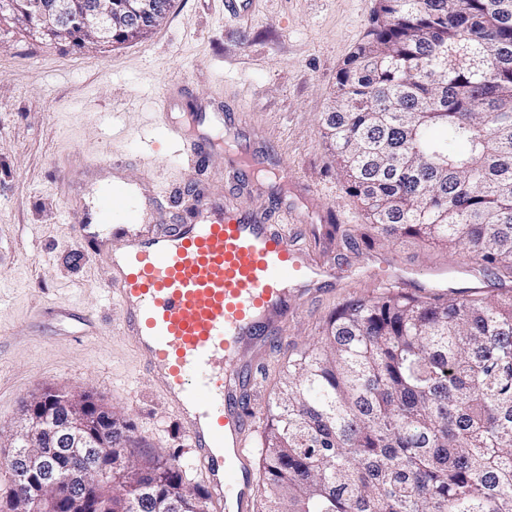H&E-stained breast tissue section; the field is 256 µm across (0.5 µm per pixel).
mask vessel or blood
I'll list each match as a JSON object with an SVG mask.
<instances>
[{"label":"vessel or blood","mask_w":512,"mask_h":512,"mask_svg":"<svg viewBox=\"0 0 512 512\" xmlns=\"http://www.w3.org/2000/svg\"><path fill=\"white\" fill-rule=\"evenodd\" d=\"M178 146L209 152L213 139L197 116L166 124ZM264 155L240 154L238 177L251 183ZM113 158L96 174L105 189L88 224V245L107 270L106 288L122 312L153 385L176 415L214 512H246L253 488L246 438L253 418L244 404L249 378L240 354L279 331L299 295L289 286L332 279L330 268L292 245L291 209H242L222 186L194 190L192 218L159 228L162 192L154 179L130 178Z\"/></svg>","instance_id":"obj_1"}]
</instances>
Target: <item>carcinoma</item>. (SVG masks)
Instances as JSON below:
<instances>
[{
  "label": "carcinoma",
  "instance_id": "cac0c4a2",
  "mask_svg": "<svg viewBox=\"0 0 512 512\" xmlns=\"http://www.w3.org/2000/svg\"><path fill=\"white\" fill-rule=\"evenodd\" d=\"M158 2L112 43L160 26ZM322 127L377 232L512 276V0H379ZM104 429L98 512H211L179 455L139 459L116 411ZM257 451V512H512V296L343 305L288 357Z\"/></svg>",
  "mask_w": 512,
  "mask_h": 512
}]
</instances>
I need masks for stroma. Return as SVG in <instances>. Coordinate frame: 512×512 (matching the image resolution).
Wrapping results in <instances>:
<instances>
[{
    "mask_svg": "<svg viewBox=\"0 0 512 512\" xmlns=\"http://www.w3.org/2000/svg\"><path fill=\"white\" fill-rule=\"evenodd\" d=\"M378 0H250L248 18L224 14V0H173L167 20L145 38L76 49L36 41L0 22V429L16 427L23 403L45 388H83L115 408L144 452L186 453L175 413L140 364L121 313L78 227L97 200L79 174L118 155L129 174L154 175L173 201L164 221L187 217L202 182L222 179L239 207L256 200L226 161L236 147L267 138L272 162L258 179L297 210L295 241L336 271L303 295L276 336L257 341L241 364L258 447L267 404L289 356L315 343L345 303L382 291L371 273L384 257L411 272L407 292L424 297L430 272L468 268L466 248L374 232L350 196L323 136L336 73L372 27ZM221 112L224 143L205 161L176 152L157 115ZM491 299L512 295V278L481 266L453 283ZM74 317L56 321L54 312Z\"/></svg>",
    "mask_w": 512,
    "mask_h": 512,
    "instance_id": "stroma-1",
    "label": "stroma"
}]
</instances>
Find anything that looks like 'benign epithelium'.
<instances>
[{
  "label": "benign epithelium",
  "instance_id": "1",
  "mask_svg": "<svg viewBox=\"0 0 512 512\" xmlns=\"http://www.w3.org/2000/svg\"><path fill=\"white\" fill-rule=\"evenodd\" d=\"M37 23L32 29L39 35L56 40L75 29L91 41L100 44L112 42V25L127 24L130 18L125 14H113L110 0H95L83 14L75 17L70 12V0H52L44 8L40 0H32ZM55 403L65 408L67 419L63 426L49 425L50 412H24L21 424L7 434H0V445L10 448L3 459L16 464L14 484L19 485L36 478L44 492L19 506L21 512H56L59 502L67 498L91 512L93 506L80 497V489L88 480L103 479L100 470L98 448L93 418L86 414V405L81 394L72 389L68 392L52 391L46 396L41 391L30 399V403ZM40 422L42 429L60 438L63 451L71 460V467L63 477L58 476L52 466V448H44L36 441L33 424Z\"/></svg>",
  "mask_w": 512,
  "mask_h": 512
}]
</instances>
